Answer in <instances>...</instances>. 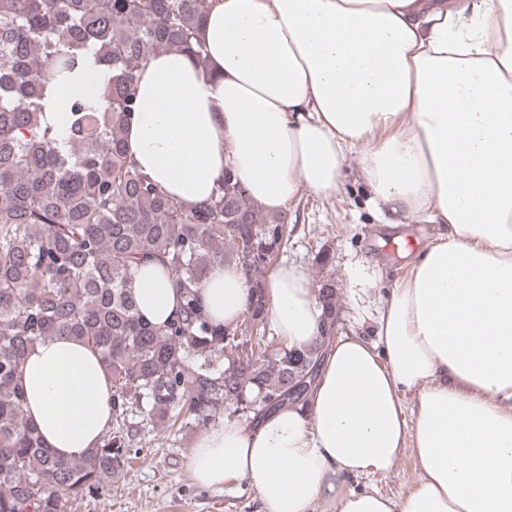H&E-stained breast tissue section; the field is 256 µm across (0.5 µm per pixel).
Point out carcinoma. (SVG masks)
I'll return each instance as SVG.
<instances>
[{"label": "carcinoma", "instance_id": "cac0c4a2", "mask_svg": "<svg viewBox=\"0 0 512 512\" xmlns=\"http://www.w3.org/2000/svg\"><path fill=\"white\" fill-rule=\"evenodd\" d=\"M206 0H0V512H65L70 500L124 472L134 412L205 427L228 409L250 418L307 400L292 391L331 346L336 281L317 288L322 325L306 349L271 350L262 271L288 242V213L254 204L230 173L187 207L141 172L124 142L139 75L156 53L205 60ZM92 56L108 73L46 118L57 83ZM174 276L179 304L165 324L144 320L139 266ZM239 268L250 290L241 318L215 324L200 288L215 266ZM257 326L258 335L235 333ZM72 337L95 352L111 385L112 435L60 457L25 416L22 365L34 345Z\"/></svg>", "mask_w": 512, "mask_h": 512}]
</instances>
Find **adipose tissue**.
Segmentation results:
<instances>
[{
	"label": "adipose tissue",
	"instance_id": "1",
	"mask_svg": "<svg viewBox=\"0 0 512 512\" xmlns=\"http://www.w3.org/2000/svg\"><path fill=\"white\" fill-rule=\"evenodd\" d=\"M200 39L151 57L126 130L137 166L186 206L225 170L264 211L301 188L328 199L351 152L372 205L429 214L437 230L379 303L350 276L373 336L336 339L306 406L258 425L227 421L194 445L202 487L249 483L264 512H512V0H479L462 21L448 0H212ZM141 315L159 325L179 294L142 267ZM216 323L243 314L233 266L202 282ZM268 317L291 347L312 345L322 310L308 274L281 266ZM21 383L28 420L65 457L97 447L112 418L110 382L69 337L38 343ZM416 470L399 497L348 490L346 478Z\"/></svg>",
	"mask_w": 512,
	"mask_h": 512
}]
</instances>
